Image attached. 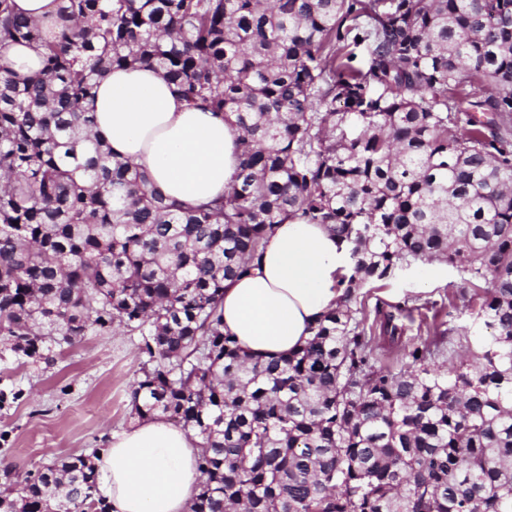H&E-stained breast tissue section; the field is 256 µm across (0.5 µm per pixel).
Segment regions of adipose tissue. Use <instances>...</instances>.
I'll return each mask as SVG.
<instances>
[{"instance_id": "1", "label": "adipose tissue", "mask_w": 512, "mask_h": 512, "mask_svg": "<svg viewBox=\"0 0 512 512\" xmlns=\"http://www.w3.org/2000/svg\"><path fill=\"white\" fill-rule=\"evenodd\" d=\"M92 129L121 159L144 170L169 201L186 208L220 198L233 183L237 133L223 118L190 107L153 68L115 69L86 104ZM349 251L330 227L274 225L249 273L224 285V332L268 361L304 346L314 322L335 309ZM201 440L165 417L111 432L96 480L110 512H191L202 475Z\"/></svg>"}]
</instances>
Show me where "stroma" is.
I'll return each instance as SVG.
<instances>
[{
	"label": "stroma",
	"instance_id": "stroma-1",
	"mask_svg": "<svg viewBox=\"0 0 512 512\" xmlns=\"http://www.w3.org/2000/svg\"><path fill=\"white\" fill-rule=\"evenodd\" d=\"M367 326H379L380 310L404 305L408 311L395 342L376 349L378 363L401 367L405 349L435 340L445 331L437 364H456L467 342L459 328L470 327L479 299L466 288L456 268L438 261L419 263L386 283L367 286L361 296ZM140 338L119 329L88 334L74 346L54 349L50 364L21 366L0 362V373L22 388L18 404L0 411V462L28 470L73 453L104 447L110 431L129 427L131 386L139 375Z\"/></svg>",
	"mask_w": 512,
	"mask_h": 512
}]
</instances>
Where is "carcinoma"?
<instances>
[{
  "mask_svg": "<svg viewBox=\"0 0 512 512\" xmlns=\"http://www.w3.org/2000/svg\"><path fill=\"white\" fill-rule=\"evenodd\" d=\"M44 37L0 0V355L124 328L139 419L203 440L192 512H512V0H63ZM364 47L366 67L353 65ZM154 67L238 132L235 183L184 209L92 132L115 67ZM342 108H336V103ZM287 219L347 241L342 305L299 351L251 359L224 282ZM438 258L487 332L452 368L427 343L374 362L360 290ZM404 307L383 316L395 338ZM24 396L0 387V410ZM0 512H108L71 454L0 489ZM7 58L12 64L18 79H23L37 71L41 66L39 52L25 45H11L7 51Z\"/></svg>",
  "mask_w": 512,
  "mask_h": 512,
  "instance_id": "obj_1",
  "label": "carcinoma"
}]
</instances>
